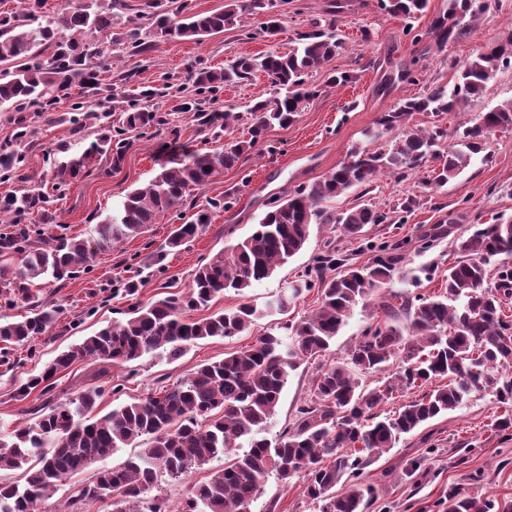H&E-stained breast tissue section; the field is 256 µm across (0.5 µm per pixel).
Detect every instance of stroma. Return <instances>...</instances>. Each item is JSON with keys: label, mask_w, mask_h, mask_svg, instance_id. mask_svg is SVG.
Returning a JSON list of instances; mask_svg holds the SVG:
<instances>
[{"label": "stroma", "mask_w": 512, "mask_h": 512, "mask_svg": "<svg viewBox=\"0 0 512 512\" xmlns=\"http://www.w3.org/2000/svg\"><path fill=\"white\" fill-rule=\"evenodd\" d=\"M339 1L342 9L335 14L329 11L332 0H269V12L283 22L284 30L277 39L283 51L294 45L298 34L313 31L315 23L334 17L333 31L341 39L342 48L331 66L349 72L351 82L331 86L326 82V71L310 72L306 81L317 87L318 94L294 123L285 128H269L249 150L242 165L224 171L210 184L193 191L181 211L161 217L144 235L121 240L112 249L98 253L88 274L61 288H43L41 299L59 306L65 321L74 322L75 327L61 336L50 333L36 337L26 346L10 351L8 362L0 361V431L8 433L34 422L35 413L43 404L42 397L35 393L21 400L15 398V389L22 381L38 374L61 350L94 335L112 321L124 319L128 301L121 287L133 272H140L144 281L138 290L140 301L187 291L197 267L250 234L273 201L321 180L347 161L354 148L365 146L364 133L382 112L433 87L453 85L457 68L467 58L512 27V0H485L486 9L469 21L465 36L441 47L427 31L434 18L447 13L448 0H428L425 13L408 19L382 10L380 0ZM253 24L251 17H244L238 27L199 43L156 41L153 28L145 24L140 30L142 38L156 43L146 56L112 51V32L122 28V20H115L112 31L93 34L92 42L112 53V71L101 74L102 83H109L111 74L134 71L132 81L122 88L124 97L131 100L141 90H153L149 106L167 113V124L131 134V146L120 166H113L111 159H101L92 175L61 187L51 180L45 149L63 141L74 154L87 148L90 140L68 136L66 126L54 122V115L68 112L69 100H60L51 113L30 110L27 120L35 146L26 152V178L1 181L0 197L22 193L30 185L38 186L57 217L56 223L40 225L42 236L64 233L86 239L94 236L96 225L111 213L124 191L148 185L160 168L182 151H218L230 141L249 140V105L277 94L263 73H255L251 79L225 86L219 92L217 109L239 115L222 138L200 130L192 114L175 111L174 106L177 87L191 86L200 68L227 67L238 57L267 51L264 39L250 38ZM510 98L512 68L498 72L482 96L469 99L459 109L440 116L417 113L411 122L424 128L437 125L452 134ZM428 174V169L423 168L403 181L384 176L336 199L334 207L340 213L365 204L388 213L407 197L414 198L416 205L406 223L369 226L366 239L374 245L406 242L404 260L377 297L354 308L332 345L334 357H342L366 326L376 322L384 297L429 296L439 291L443 275L460 258L452 240L464 226L512 221V128L489 134L473 164L444 187L429 189L425 183ZM457 212L465 214V224L444 222V215ZM202 214L207 222L193 241L167 254L162 265H155L154 253L172 229L196 222ZM425 233L435 235L437 241L422 251L417 241ZM328 243L351 263L361 264L373 256L371 249L348 239L340 225L313 226L306 248L271 278L255 284L242 296L225 291L208 307L192 313L193 318L199 319L248 301L264 312L251 333L199 341L175 362L148 354L110 368L105 377L100 376L98 364H74L56 376L58 399L72 397L91 383H107L109 389L96 406L103 415L175 384L199 363L221 360L225 354L251 345L256 335L278 333L283 319H304L318 306L317 291L295 298L284 316L267 312L266 307L290 295L293 281ZM317 368V363L311 361L291 371L262 437L275 440L293 421L297 407L310 393ZM500 413L493 399L476 396L403 436L395 448L364 471L362 482L369 489L366 512H446L449 496L459 489L478 497L512 500V435L498 434L493 428ZM415 461L420 464L416 470L411 467ZM223 467V458L217 457L182 479L160 478L156 492L171 506H178L195 484L208 480ZM273 499L279 502V512H314L298 478L285 483L269 478L251 512H266Z\"/></svg>", "instance_id": "obj_1"}]
</instances>
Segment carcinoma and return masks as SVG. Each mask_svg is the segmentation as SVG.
<instances>
[{
  "label": "carcinoma",
  "mask_w": 512,
  "mask_h": 512,
  "mask_svg": "<svg viewBox=\"0 0 512 512\" xmlns=\"http://www.w3.org/2000/svg\"><path fill=\"white\" fill-rule=\"evenodd\" d=\"M427 3L382 0V7L413 18ZM42 8L41 0H24L22 11L0 14V108L17 113L16 148L0 150V170L21 179L25 155L18 148L34 146L24 112L34 106L53 111L56 94L73 83L97 90V75L87 61L94 56L102 60L104 55L88 36L111 28L128 4L68 0L60 14L49 19L40 14ZM246 8L264 17L257 23L256 36L277 37L279 18L265 13L263 0H249L245 6L228 0L224 10L206 13L192 12L188 0H150L127 15L128 26L113 34L111 44L134 56L152 52L154 44L140 37L141 20L151 21L157 38L164 41L200 42L236 25L239 12ZM484 8L481 0H451L448 14L435 18L428 33L442 45L457 41L465 33L463 19ZM505 41L512 46L511 30L467 59L453 87H434L382 113L367 132L375 147L352 151L350 160L320 181L273 202L248 236L195 270L185 293L144 304L136 297L135 284L125 286L130 318L60 352L40 374L21 383L16 394L26 397L36 389L42 396L52 393L54 377L77 362L120 366L152 353H163L173 362L200 340L250 332L261 311L249 303L195 320L187 312L207 306L226 290L242 294L272 277L305 248L314 224H339L347 237L362 240L367 225L392 223L388 213L369 205L342 213L328 206L350 189L372 183L377 175L404 179L431 161L435 166L426 185L441 188L461 174L483 150L488 133L512 128V99L478 115L446 146L443 128H414L408 119L416 112L438 116L482 95L498 71L512 67V50L503 45ZM340 47L336 36L315 30L300 34L297 45L286 52L273 47L229 68L199 70L194 79L198 95L216 94L261 70L279 96L250 107L249 142H232L216 152L188 151L175 165L161 167L146 188L127 192L115 211L96 225L93 241L65 234L35 240L30 216H37L41 224L56 223L46 196L36 187L1 198L0 215L11 216L13 222L0 233V299L7 307L21 302L29 312L19 319L0 317V347L9 351L58 328L62 312L40 300L39 285L89 272L98 252L142 234L161 216L186 204L193 190L234 167L267 128L293 123L318 93L306 84V76L327 67ZM108 99L123 112L122 127L115 131L107 124L111 113H98L81 99L71 104L80 117H59L75 135L89 125L98 127V133L88 148L54 165L57 184L72 183L104 157L119 164L129 146L125 134L167 123L166 115L130 105L117 93ZM180 110L194 113L198 126L216 138L238 119L231 112L209 108L198 97L182 103ZM204 221L202 217L174 228L156 251L155 261L192 241ZM456 247L462 257L448 267L441 292L395 294L382 301L385 319L370 324L343 357L319 365L310 398L275 440L259 433L274 415L289 371L330 353L354 307L377 295L394 276L400 257L383 248L356 266L345 263L328 244L292 286L291 295L268 307L285 315L302 291L319 288L318 308L298 323L285 324L288 338L269 332L258 336L220 361L198 364L172 387L104 415L94 412L102 389L88 387L74 398L47 405L35 422L0 432V471L24 473L22 484L0 481V512H42L40 504L58 484L128 446L142 450L123 467L101 469L93 480L77 485L72 502L100 501L107 490L112 492V512H171L159 494L153 496L155 504L145 505L158 476L181 479L221 453L232 456L231 463L194 485L177 512H251L273 475L284 483L296 476L305 478L304 493L318 512H364L369 492L360 482L364 469L402 436L470 397H493L504 408L496 428H512V317L504 312L512 299V222L477 224L469 235L457 237ZM501 255L505 261L491 272V260ZM376 373L387 377L374 386L368 377ZM401 397L405 403L382 415V405ZM244 444L247 451L236 453ZM448 512H512V501L459 492L448 499Z\"/></svg>",
  "instance_id": "cac0c4a2"
}]
</instances>
